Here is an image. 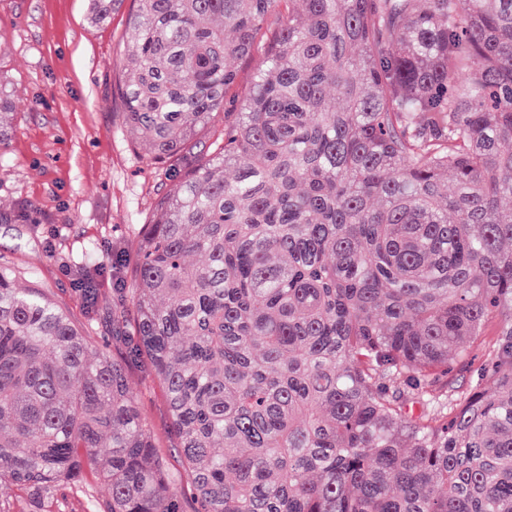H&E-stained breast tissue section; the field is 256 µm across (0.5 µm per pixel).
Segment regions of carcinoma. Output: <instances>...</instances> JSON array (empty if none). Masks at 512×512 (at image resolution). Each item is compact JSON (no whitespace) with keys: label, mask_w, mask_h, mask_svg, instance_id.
Returning <instances> with one entry per match:
<instances>
[{"label":"carcinoma","mask_w":512,"mask_h":512,"mask_svg":"<svg viewBox=\"0 0 512 512\" xmlns=\"http://www.w3.org/2000/svg\"><path fill=\"white\" fill-rule=\"evenodd\" d=\"M128 23L124 127L167 180L132 335L111 357L0 267V485L183 512L144 360L197 512H512V0H137ZM15 108L0 81V150ZM483 353L484 343L479 341L471 347L467 359L458 363L448 376L450 389L455 390L456 393V391L461 392L467 388L474 370L481 363ZM128 381L157 446L169 458L171 471L183 498L182 509L184 512H193L195 502L189 479L182 469L177 452L171 448L173 439L169 428L170 415L162 388L157 379L148 377L139 368H131Z\"/></svg>","instance_id":"1"}]
</instances>
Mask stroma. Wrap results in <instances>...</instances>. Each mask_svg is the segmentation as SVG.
Here are the masks:
<instances>
[{"label": "stroma", "mask_w": 512, "mask_h": 512, "mask_svg": "<svg viewBox=\"0 0 512 512\" xmlns=\"http://www.w3.org/2000/svg\"><path fill=\"white\" fill-rule=\"evenodd\" d=\"M131 37L123 11L92 25L88 0H0V74L21 104L0 154V266L116 356L131 326L117 320L128 299L114 289L130 283L139 230L164 181L122 120L117 80ZM81 278L98 282L94 302L76 289ZM128 381L184 512H194L159 382L137 368Z\"/></svg>", "instance_id": "1"}]
</instances>
